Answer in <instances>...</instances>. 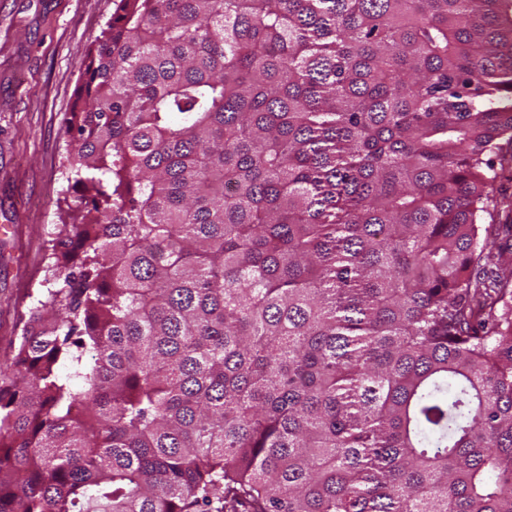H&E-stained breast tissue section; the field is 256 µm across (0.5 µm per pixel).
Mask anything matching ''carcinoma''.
I'll use <instances>...</instances> for the list:
<instances>
[{
	"instance_id": "obj_1",
	"label": "carcinoma",
	"mask_w": 512,
	"mask_h": 512,
	"mask_svg": "<svg viewBox=\"0 0 512 512\" xmlns=\"http://www.w3.org/2000/svg\"><path fill=\"white\" fill-rule=\"evenodd\" d=\"M81 71L0 512H512V0H117Z\"/></svg>"
}]
</instances>
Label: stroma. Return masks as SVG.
Wrapping results in <instances>:
<instances>
[{"instance_id": "35a3bbf8", "label": "stroma", "mask_w": 512, "mask_h": 512, "mask_svg": "<svg viewBox=\"0 0 512 512\" xmlns=\"http://www.w3.org/2000/svg\"><path fill=\"white\" fill-rule=\"evenodd\" d=\"M115 0H0V363L46 290L65 121Z\"/></svg>"}]
</instances>
